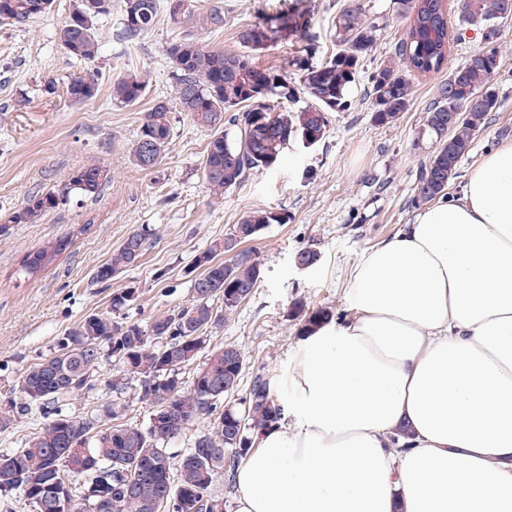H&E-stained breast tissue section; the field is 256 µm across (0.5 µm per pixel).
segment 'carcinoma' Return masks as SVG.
<instances>
[{
  "instance_id": "carcinoma-1",
  "label": "carcinoma",
  "mask_w": 512,
  "mask_h": 512,
  "mask_svg": "<svg viewBox=\"0 0 512 512\" xmlns=\"http://www.w3.org/2000/svg\"><path fill=\"white\" fill-rule=\"evenodd\" d=\"M175 0H122L121 38L129 45L150 30L161 8L171 18L191 13L172 7ZM509 0H462L453 24L445 0H397L398 8L411 18L406 37L394 56L381 61L369 74L372 121L390 125L411 104L414 79L436 74L448 60L451 45L462 40L459 32L469 28L484 36L483 47L474 52L476 61L463 69L453 67L437 87V98L428 109L424 132L435 148L420 165L414 183L412 204L424 205L448 195V183L462 159L472 150L475 135L487 115L501 106L491 80L501 68L498 42L503 24L512 20ZM52 0H0V11L9 23L23 26L45 14ZM84 19L65 21L57 32L60 46L79 61L92 62L99 53L96 26L112 14V0H81ZM313 14L301 0L276 12H263L259 21L237 32L239 52L214 49L185 38L171 43L167 55L174 67L172 100H155L130 148L133 161L148 170V141L169 143L172 126L170 102L209 132L202 169L208 188L219 199L249 180L256 172L277 166L286 144L302 134L322 141L332 112L352 105V91L363 63L374 51L378 20L368 21L359 0H340L333 16L336 51L327 59L314 60L319 37L313 32ZM261 27L264 38L256 42L251 32ZM300 33L306 40L301 55L288 61L296 78L288 80L275 67H262L255 55L269 44ZM101 74L88 68L72 76L68 96L76 103L93 98ZM282 80L281 98L307 104L280 112L263 111L269 132L251 131V117L261 90ZM145 82L135 74L112 77L111 98L118 105H133L145 94ZM458 113L448 123V113ZM109 172L97 165L80 167L69 174L65 191L36 192L0 224V241L11 235L14 224H35L65 202L70 193L90 199L109 182ZM285 212L255 210L241 218L233 231L215 240L203 251L207 266L192 280L190 303L155 317L143 325L117 321L112 314L124 310L131 293H112V313H91L71 327L51 354L29 366L18 387L25 402L0 406V430L8 429L16 415L37 406L46 419L29 438L25 448L0 454V495L18 494L32 500V512H82L84 502L100 501L98 512H224V496L214 491L219 475L233 481L239 461L254 447L262 431L284 416V406L270 383L257 377L239 400L224 392V379L240 381L243 356L232 345L206 350L211 334L224 326L226 315L235 311L259 287L260 263L243 244L254 240L270 224H286ZM149 228L130 232L100 264L93 279L106 287L135 265L149 246ZM71 245L62 237L26 253L16 273L32 280L53 264ZM231 257L224 260L222 255ZM333 319L325 308L304 313L300 333ZM195 335V343L185 337ZM205 362L185 386L181 369L202 351ZM112 360L118 371L102 380L101 362ZM137 379L138 399L151 406L174 400L170 413L153 412L147 427L119 424L126 402L114 400L83 416L70 412L72 401L88 398L105 386L121 395L129 380ZM205 419L208 425L195 435L192 447L176 449L169 444ZM87 447L90 456L78 458L73 449ZM83 479L78 490L59 482V474Z\"/></svg>"
}]
</instances>
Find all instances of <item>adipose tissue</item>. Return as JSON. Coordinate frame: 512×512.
Returning <instances> with one entry per match:
<instances>
[{
    "label": "adipose tissue",
    "instance_id": "obj_1",
    "mask_svg": "<svg viewBox=\"0 0 512 512\" xmlns=\"http://www.w3.org/2000/svg\"><path fill=\"white\" fill-rule=\"evenodd\" d=\"M304 337L237 512H512V142L348 277Z\"/></svg>",
    "mask_w": 512,
    "mask_h": 512
}]
</instances>
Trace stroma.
<instances>
[{
  "mask_svg": "<svg viewBox=\"0 0 512 512\" xmlns=\"http://www.w3.org/2000/svg\"><path fill=\"white\" fill-rule=\"evenodd\" d=\"M395 2L361 0L367 16L384 20L366 68L390 56L405 36L410 20L397 13ZM287 3L192 0L190 16L174 19L160 12L133 46L121 40V14L113 12L99 28L100 50L92 66L107 77L127 72L145 81L144 97L129 106L112 103L105 84L82 103L66 94L68 80L84 65L60 48L57 31L79 0H53L47 14L25 27L0 24V220L34 192L61 191L79 167L101 165L111 176L97 198L71 197L38 223L14 225L10 237L0 241V392L21 399L16 385L25 369L50 354L85 315L110 312L113 292L132 291L124 313L143 324L189 303L193 257L254 210L285 212L290 220L268 225L251 241L263 270L260 286L210 339L211 345L231 344L242 352L241 387L258 376L278 386L292 369L300 309L323 307L343 319L352 317L351 270L410 223L416 211L411 204L416 174L433 149L422 129L440 75L417 78L408 112L387 126L373 123L367 82L359 80L351 108L330 114L321 142L309 149L289 145L278 166L256 173L219 200L210 194L200 166L208 133L180 109L171 113V137L156 167L142 169L130 156L153 100L171 93L170 43L191 36L236 51L239 29L253 24L259 11L280 10ZM214 5L227 17L219 31L204 28L201 20ZM50 81L56 93L43 94ZM493 84L502 106L488 115L461 161L449 197H461L470 169L512 141V21L502 29V67ZM144 225L156 231L148 250L111 288H100L95 269ZM68 235L72 245L50 269L34 281L18 278L20 254ZM302 248L320 257L306 271L293 262Z\"/></svg>",
  "mask_w": 512,
  "mask_h": 512,
  "instance_id": "35a3bbf8",
  "label": "stroma"
}]
</instances>
